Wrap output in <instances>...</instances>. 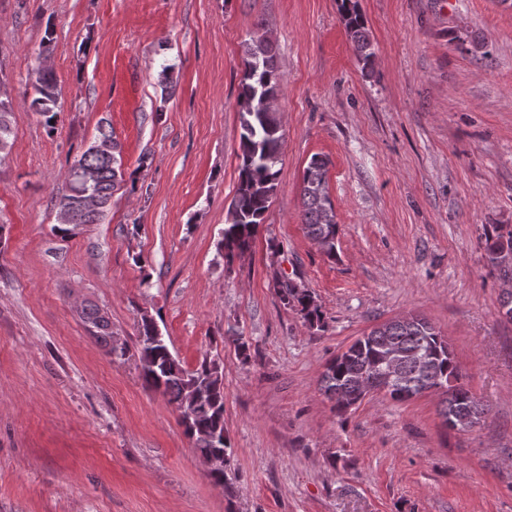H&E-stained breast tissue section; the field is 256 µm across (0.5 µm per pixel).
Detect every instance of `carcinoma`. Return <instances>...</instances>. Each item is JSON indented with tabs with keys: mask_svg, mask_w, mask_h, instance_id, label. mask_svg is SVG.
<instances>
[{
	"mask_svg": "<svg viewBox=\"0 0 512 512\" xmlns=\"http://www.w3.org/2000/svg\"><path fill=\"white\" fill-rule=\"evenodd\" d=\"M339 13L346 35L352 43L361 70L374 71L375 51L367 20L358 0H339ZM54 51L53 29L46 25L40 43L36 70L35 97L31 105L43 118L49 131L56 129L61 111L58 110V85L54 71L45 65ZM243 69L239 81L237 107L240 113V143L238 154V185L229 205L224 234L218 250L225 257L242 255L251 248L260 224L264 223L277 193L283 133L277 101L283 85V75L276 64L273 43L262 37L242 44ZM173 66L164 65L157 84L162 100L174 92ZM9 102L0 100V153L10 135ZM93 144L74 159L68 171L65 192L55 200L56 230L64 236L86 224H100L106 216L117 186L130 183V191L138 188L137 171L125 174L122 169L120 145L113 136L111 124L101 120ZM327 161L312 156L304 169L300 194L302 224L306 235L329 257L336 255L338 225L327 182ZM512 248V229L504 232L495 227L485 234L484 250L489 262L503 247ZM281 303L298 310L305 322L321 326L323 314L309 291L296 293L288 283L275 282ZM80 317L88 334L107 351H112V324L96 305H83ZM155 320L142 315L137 342L138 359L144 381L168 397L183 415L181 425L193 448L202 456H229L231 443L224 426L223 369L217 360L206 357L194 369L188 370L173 356L167 342L156 343ZM406 355L400 374L386 392L394 402H405L428 389L445 387L441 415L456 411L474 414L481 420L484 408L473 393L458 384L459 375L448 342L426 319L414 317L410 322L382 324L356 339L348 351L334 358L322 373L321 391L333 401L336 413L342 415L357 401L360 383L356 373L368 366L378 369L391 350Z\"/></svg>",
	"mask_w": 512,
	"mask_h": 512,
	"instance_id": "cac0c4a2",
	"label": "carcinoma"
}]
</instances>
